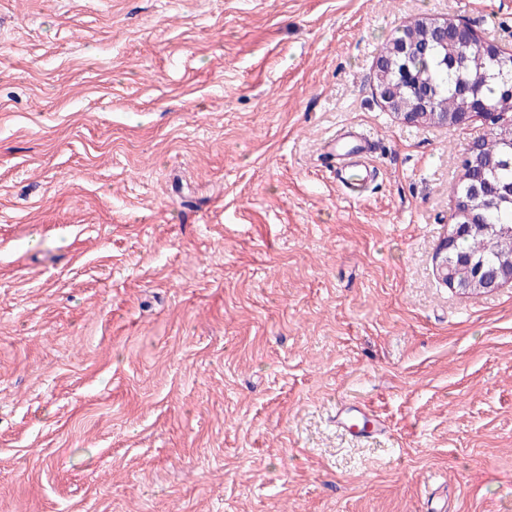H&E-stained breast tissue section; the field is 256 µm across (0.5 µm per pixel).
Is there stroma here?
I'll return each instance as SVG.
<instances>
[{"label": "stroma", "instance_id": "stroma-1", "mask_svg": "<svg viewBox=\"0 0 512 512\" xmlns=\"http://www.w3.org/2000/svg\"><path fill=\"white\" fill-rule=\"evenodd\" d=\"M425 17L512 53V0H0V512H512V284L438 275L485 128L377 90ZM405 32L396 31L393 38L386 44L383 49L385 56H391V46L394 41L404 37ZM385 56L380 55L375 64V71L378 77L377 88L379 95L382 100L383 106L390 112H394L400 116L405 122L414 123L418 121V115L420 112H431L433 111L432 99L428 95L424 99L420 100L416 104H407L402 99L400 89L402 82L398 79L391 77V67L386 62ZM372 136L357 127H340L322 145V154L336 161L337 176L350 200H360L373 171L366 165L372 147ZM474 142L475 141H472L470 142V144L466 147L468 153V157L470 159V162H471V167H479L482 163V158L479 157L478 155H470L472 149H474ZM466 149L464 150V152L461 154L460 156V166L466 171L464 172V174L462 176L459 177V180L457 182L456 185H454L453 187V195H454V198L456 197H459L464 189L466 188V186L470 183H476V184H479L478 180H477V177H478V174L476 171H470V168H468L466 166V160L464 159V156L466 154ZM465 178V179H464ZM358 421H363L359 426ZM377 419H372L363 407L354 404H342L336 410V426L353 436H371L382 430Z\"/></svg>", "mask_w": 512, "mask_h": 512}]
</instances>
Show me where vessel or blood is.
<instances>
[{"instance_id":"b4317fda","label":"vessel or blood","mask_w":512,"mask_h":512,"mask_svg":"<svg viewBox=\"0 0 512 512\" xmlns=\"http://www.w3.org/2000/svg\"><path fill=\"white\" fill-rule=\"evenodd\" d=\"M371 147V135L352 126L338 128L322 145L324 155L336 161L339 183L351 200H360L373 178V172L366 164ZM336 425L357 437L370 436L381 430L377 420L354 404H343L337 408Z\"/></svg>"}]
</instances>
